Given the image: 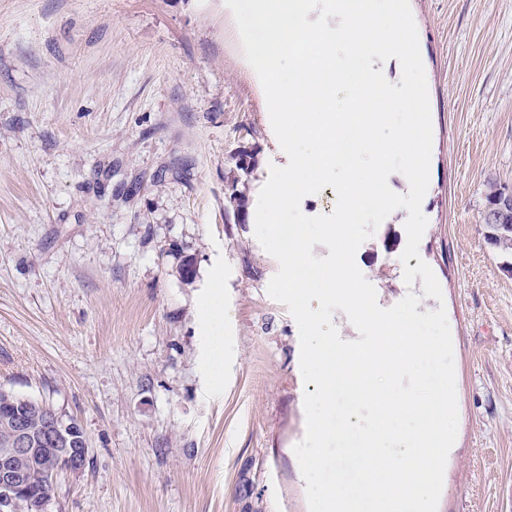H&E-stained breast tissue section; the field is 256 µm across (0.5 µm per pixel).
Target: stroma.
<instances>
[{
    "instance_id": "stroma-1",
    "label": "stroma",
    "mask_w": 512,
    "mask_h": 512,
    "mask_svg": "<svg viewBox=\"0 0 512 512\" xmlns=\"http://www.w3.org/2000/svg\"><path fill=\"white\" fill-rule=\"evenodd\" d=\"M409 4L428 225L418 258L402 261L389 217L355 261L384 308L421 261L442 289L417 307L445 308L453 341L438 512H512V254L482 221L486 181L512 190V0ZM283 162L225 0H0V388L76 419L89 445L47 512H309L298 326L229 204L237 191L256 206Z\"/></svg>"
}]
</instances>
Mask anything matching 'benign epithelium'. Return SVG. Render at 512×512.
Here are the masks:
<instances>
[{
    "instance_id": "benign-epithelium-1",
    "label": "benign epithelium",
    "mask_w": 512,
    "mask_h": 512,
    "mask_svg": "<svg viewBox=\"0 0 512 512\" xmlns=\"http://www.w3.org/2000/svg\"><path fill=\"white\" fill-rule=\"evenodd\" d=\"M55 427L64 430L71 448H54L50 461L44 463L43 476L55 484L60 472L80 473L86 464L88 443L82 426L75 420L65 422L51 413ZM28 432L24 424L15 422L12 438L0 449V512H46L50 497L32 494L23 489L24 475L35 463L36 449L28 447Z\"/></svg>"
}]
</instances>
